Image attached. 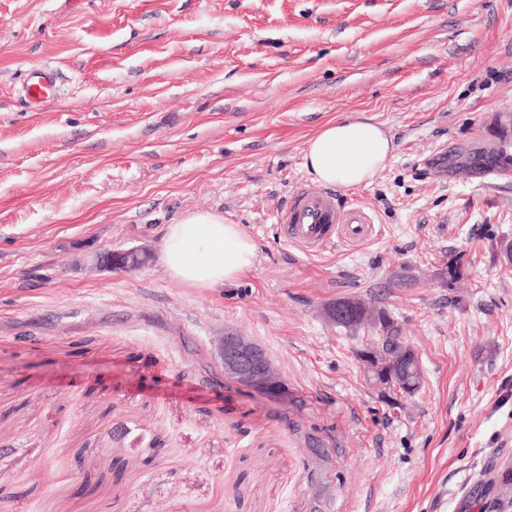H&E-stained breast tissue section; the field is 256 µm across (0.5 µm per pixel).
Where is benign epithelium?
<instances>
[{
	"label": "benign epithelium",
	"instance_id": "7a95c632",
	"mask_svg": "<svg viewBox=\"0 0 512 512\" xmlns=\"http://www.w3.org/2000/svg\"><path fill=\"white\" fill-rule=\"evenodd\" d=\"M151 258V253L141 246L121 253L110 250L101 256L102 267L108 270L136 271L143 268ZM219 355L224 366V375L239 387L260 394L279 397L286 392V384L267 356L266 352L247 336L233 328L224 329L219 343ZM359 359L366 369L373 370L370 381L385 391V380L395 358L378 352L368 355L361 353Z\"/></svg>",
	"mask_w": 512,
	"mask_h": 512
}]
</instances>
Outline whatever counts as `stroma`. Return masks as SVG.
I'll use <instances>...</instances> for the list:
<instances>
[{
	"label": "stroma",
	"mask_w": 512,
	"mask_h": 512,
	"mask_svg": "<svg viewBox=\"0 0 512 512\" xmlns=\"http://www.w3.org/2000/svg\"><path fill=\"white\" fill-rule=\"evenodd\" d=\"M507 115L512 0H0V512H490L477 487L512 465ZM362 116L395 151L335 195L373 233L304 254L277 216L313 183L306 143ZM200 210L253 240L236 282L92 267ZM344 297L418 352L400 407L365 379L370 329L327 317ZM228 326L284 397L225 380ZM57 74L50 67L34 69L24 87V94L28 102L39 105L45 99L56 96Z\"/></svg>",
	"instance_id": "1"
}]
</instances>
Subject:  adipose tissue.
Wrapping results in <instances>:
<instances>
[{"instance_id":"obj_1","label":"adipose tissue","mask_w":512,"mask_h":512,"mask_svg":"<svg viewBox=\"0 0 512 512\" xmlns=\"http://www.w3.org/2000/svg\"><path fill=\"white\" fill-rule=\"evenodd\" d=\"M392 138L367 117L325 124L304 151V167L327 187L352 188L371 180L388 163ZM256 247L240 225L210 211L186 214L166 225L161 262L176 281L191 288H218L250 271Z\"/></svg>"}]
</instances>
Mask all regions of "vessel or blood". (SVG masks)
Listing matches in <instances>:
<instances>
[{
  "label": "vessel or blood",
  "instance_id": "vessel-or-blood-1",
  "mask_svg": "<svg viewBox=\"0 0 512 512\" xmlns=\"http://www.w3.org/2000/svg\"><path fill=\"white\" fill-rule=\"evenodd\" d=\"M57 93V74L49 67L34 69L24 87L30 104L37 105ZM284 241L308 255L323 251L334 241L370 237L372 221L364 208L342 204L328 192L300 187L279 215Z\"/></svg>",
  "mask_w": 512,
  "mask_h": 512
}]
</instances>
